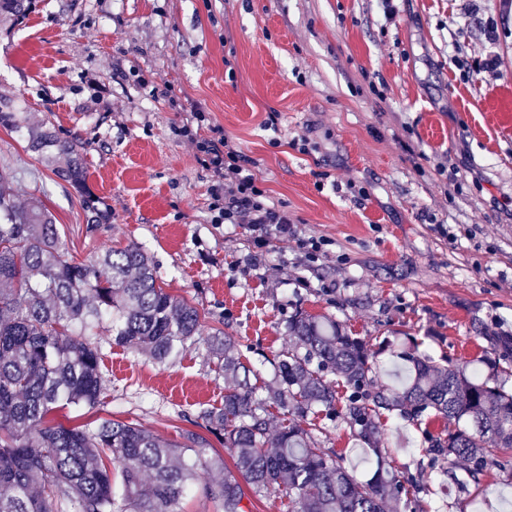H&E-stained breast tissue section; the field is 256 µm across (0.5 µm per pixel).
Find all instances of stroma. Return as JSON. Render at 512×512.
<instances>
[{
	"label": "stroma",
	"instance_id": "stroma-1",
	"mask_svg": "<svg viewBox=\"0 0 512 512\" xmlns=\"http://www.w3.org/2000/svg\"><path fill=\"white\" fill-rule=\"evenodd\" d=\"M0 95L82 143L86 188L112 221L86 233L76 191L0 127L17 204L42 197L77 260L143 246L163 288L233 337L262 382L294 349L299 310L372 348L410 334L436 359L472 362L487 336L512 334V0H35L0 31ZM188 100L205 119L186 138ZM221 134L287 205L294 236L261 249L246 225L214 223L217 183L191 141ZM101 371L96 408L48 423L110 418L179 442L224 402L202 345L161 366L106 344ZM382 425L411 480L385 512H512V454L465 490L419 425ZM305 427L365 477L346 423L312 414Z\"/></svg>",
	"mask_w": 512,
	"mask_h": 512
}]
</instances>
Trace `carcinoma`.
<instances>
[{"label":"carcinoma","instance_id":"carcinoma-1","mask_svg":"<svg viewBox=\"0 0 512 512\" xmlns=\"http://www.w3.org/2000/svg\"><path fill=\"white\" fill-rule=\"evenodd\" d=\"M33 0H0V25L13 24ZM0 126L24 133L26 149L79 193L86 232L111 221L85 191L86 171L77 145L44 124L30 123L0 97ZM14 182L0 170V512H180L201 470L224 465L205 455L193 432L171 443L131 423L102 419L92 428L46 424L60 407H93L102 392L101 347L95 337L148 352L167 365L203 341L198 308L158 282L145 249L120 250L77 262L60 249L59 229L45 202H14ZM297 346L277 365V383L259 386L231 337L207 342L224 373V406L205 409L208 431L233 451V469L204 487L223 512H245L243 485L253 493L279 490L288 512H384L406 491L380 448V418L394 411L426 425L433 461L464 466L461 484L478 489L498 458L512 452V390L499 382L512 355V336H491L474 374L450 358L439 363L406 338L377 351L340 322L297 312L288 319ZM385 353L408 363L393 389L373 379ZM349 387L341 397L329 376ZM266 391V397L259 395ZM292 419L268 437L267 404ZM345 422L373 452L360 481L343 457L314 446L304 418L317 408ZM455 423L433 434L431 418ZM120 475L121 494L115 492Z\"/></svg>","mask_w":512,"mask_h":512}]
</instances>
